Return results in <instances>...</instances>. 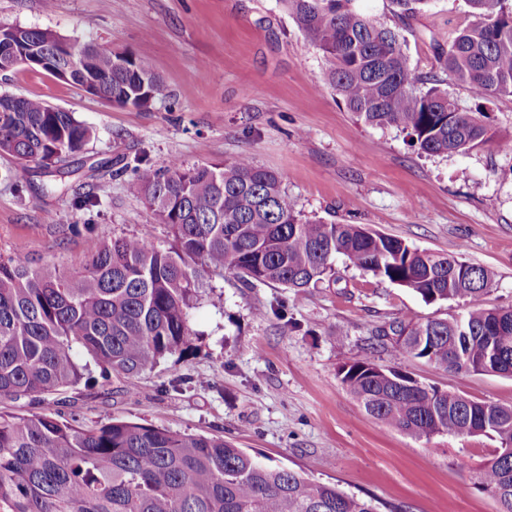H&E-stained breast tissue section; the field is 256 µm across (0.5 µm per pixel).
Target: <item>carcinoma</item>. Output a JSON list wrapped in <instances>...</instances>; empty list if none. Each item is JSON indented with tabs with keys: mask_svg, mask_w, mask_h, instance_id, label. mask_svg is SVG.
Returning <instances> with one entry per match:
<instances>
[{
	"mask_svg": "<svg viewBox=\"0 0 512 512\" xmlns=\"http://www.w3.org/2000/svg\"><path fill=\"white\" fill-rule=\"evenodd\" d=\"M321 52L325 82L366 124L396 127L426 155L494 144L483 106L469 112L436 75L410 63L403 42L356 0H280ZM476 21L438 54L440 69L477 101L512 96V7L467 0ZM61 37L28 28V48L52 52ZM72 44L82 53L72 84L99 97L147 109L169 97L149 60ZM90 127L37 98L0 95V154L46 172L81 152ZM167 230L154 227L104 239L78 267L34 268L28 256L0 257V399L41 400L78 385L86 352L101 378H133L189 350L190 316L212 276L246 286L301 292L336 279V258L434 304L464 300L444 319H400L379 332L399 356L457 373L512 374V308L484 303L492 273L459 267L457 254L433 253L362 224L302 217L280 177L249 157L192 166L178 159L161 172L134 160L114 171ZM337 377L369 416L415 439L483 436L495 442L472 477L499 512H512V405L425 385L359 358ZM0 512H378L370 500L271 465L220 437L112 421L87 426L41 408L0 413Z\"/></svg>",
	"mask_w": 512,
	"mask_h": 512,
	"instance_id": "1",
	"label": "carcinoma"
}]
</instances>
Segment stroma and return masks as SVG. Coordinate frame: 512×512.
Segmentation results:
<instances>
[{
    "instance_id": "obj_1",
    "label": "stroma",
    "mask_w": 512,
    "mask_h": 512,
    "mask_svg": "<svg viewBox=\"0 0 512 512\" xmlns=\"http://www.w3.org/2000/svg\"><path fill=\"white\" fill-rule=\"evenodd\" d=\"M395 27L413 66L438 72L431 33L472 20L465 0H431L399 17L391 0H358ZM0 23L48 30L147 58L170 90L147 109L91 96L42 69L0 71V95L37 97L93 131L82 154L50 175L29 165L7 179L0 155V254L33 266L77 267L100 239L135 233L156 217L99 161L142 157L155 168L224 163L241 155L278 174L305 217L365 224L416 248L459 252L488 268L485 301L512 306V155L485 145L427 156L394 127L359 121L322 84L321 53L279 0H0ZM69 224L92 225L74 235ZM337 280L299 293L212 277L191 315L194 351L136 378L66 388L86 423L120 419L221 436L263 461L370 498L381 512H498L472 483L492 441L416 440L367 416L341 385L356 358L426 385L504 405L512 377L457 374L397 356L379 332L401 317L445 318L461 300L427 304L408 289L335 263Z\"/></svg>"
}]
</instances>
